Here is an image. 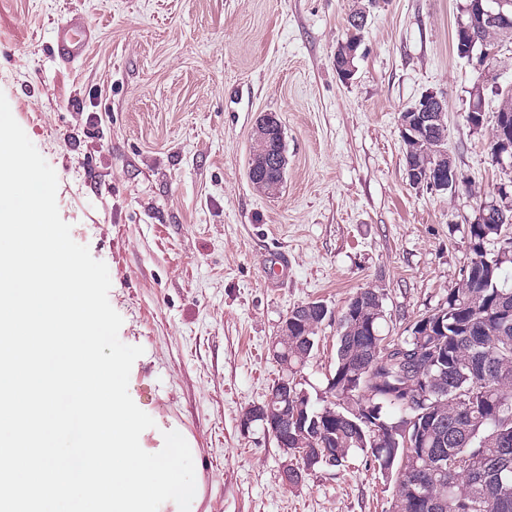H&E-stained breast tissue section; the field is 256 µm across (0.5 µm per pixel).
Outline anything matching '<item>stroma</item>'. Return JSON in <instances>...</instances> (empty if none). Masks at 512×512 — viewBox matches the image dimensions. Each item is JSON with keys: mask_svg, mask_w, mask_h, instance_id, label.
<instances>
[{"mask_svg": "<svg viewBox=\"0 0 512 512\" xmlns=\"http://www.w3.org/2000/svg\"><path fill=\"white\" fill-rule=\"evenodd\" d=\"M463 0H373L351 80L336 48L361 0H0V92L58 177L71 235L106 263L119 338L143 347L129 394L178 431L205 486L197 512H390L394 479L365 464L282 478L283 452L240 418L281 375L269 346L298 305L340 311L358 289L384 293L398 336L444 302L467 262L466 228L512 170L491 161L500 98L458 56ZM94 28L86 55L52 50L59 18ZM446 100L448 152L467 183H410L399 115ZM284 128L278 195L248 176L258 116ZM288 275H274L278 257ZM326 321L296 380L322 394L336 355Z\"/></svg>", "mask_w": 512, "mask_h": 512, "instance_id": "stroma-1", "label": "stroma"}]
</instances>
